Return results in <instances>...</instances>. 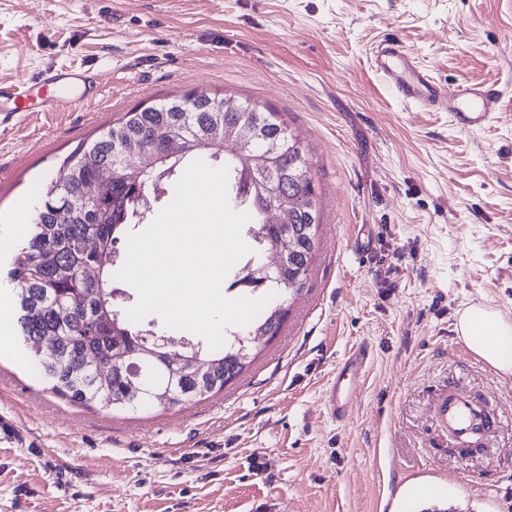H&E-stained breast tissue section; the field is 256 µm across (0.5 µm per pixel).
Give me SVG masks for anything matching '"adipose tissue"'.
Returning <instances> with one entry per match:
<instances>
[{
    "mask_svg": "<svg viewBox=\"0 0 512 512\" xmlns=\"http://www.w3.org/2000/svg\"><path fill=\"white\" fill-rule=\"evenodd\" d=\"M456 330L488 364L512 374V321L496 310L475 306L460 314Z\"/></svg>",
    "mask_w": 512,
    "mask_h": 512,
    "instance_id": "adipose-tissue-1",
    "label": "adipose tissue"
}]
</instances>
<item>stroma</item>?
<instances>
[{
  "instance_id": "stroma-1",
  "label": "stroma",
  "mask_w": 512,
  "mask_h": 512,
  "mask_svg": "<svg viewBox=\"0 0 512 512\" xmlns=\"http://www.w3.org/2000/svg\"><path fill=\"white\" fill-rule=\"evenodd\" d=\"M402 40L446 90L495 83L485 128L400 103L372 66ZM95 70L74 112L0 124V264L64 158L137 106L250 100L298 135L318 248L280 336L205 400L138 415L72 404L17 326L0 348V512H512V375L462 354L458 313L512 319V0H0V82ZM366 224L372 240L349 239ZM371 351L347 421L325 407ZM459 388L499 417L460 459L431 411Z\"/></svg>"
}]
</instances>
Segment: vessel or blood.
<instances>
[{
	"instance_id": "b4317fda",
	"label": "vessel or blood",
	"mask_w": 512,
	"mask_h": 512,
	"mask_svg": "<svg viewBox=\"0 0 512 512\" xmlns=\"http://www.w3.org/2000/svg\"><path fill=\"white\" fill-rule=\"evenodd\" d=\"M372 64L387 88L404 104L447 113L459 129H480L489 124L499 108L502 91L490 84H469L454 91L441 88L416 54L401 40L380 42L372 53ZM99 90L95 73L87 69L48 71L21 83H0V118L16 112H70L91 102ZM368 351L357 348L346 356L328 386L326 408L333 419L346 421L363 385ZM434 412L460 454L481 450L498 420L486 404L459 389L449 390L436 403Z\"/></svg>"
}]
</instances>
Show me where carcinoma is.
I'll use <instances>...</instances> for the list:
<instances>
[{
    "mask_svg": "<svg viewBox=\"0 0 512 512\" xmlns=\"http://www.w3.org/2000/svg\"><path fill=\"white\" fill-rule=\"evenodd\" d=\"M216 99L199 98L190 112L175 108L174 96L130 110L93 141L77 146L37 189L32 231L6 278L26 353L40 363L53 393L104 410H169L224 390L243 372L241 363L254 361L257 331L280 335L291 294L272 258L280 256L285 273L306 284L317 250L316 187L298 136L277 113L248 100L223 109ZM173 140L180 143V154L167 161L164 154ZM226 141L236 152L224 154ZM197 159L209 166L222 161L230 207L251 216L246 235L254 250L234 271L229 287L275 297L248 325L225 330L233 340L218 350L188 332L181 335V354L210 362V375L183 376L178 397L164 399L160 390L169 385L170 372L151 356L134 358L130 352L151 347L152 337L169 330L149 316L138 323L128 318L133 297L114 285L122 262L116 244L145 223L153 204L175 189ZM107 169L112 192L85 205L86 188ZM266 174L277 181L279 198L293 201L285 224L267 220ZM90 238L96 241L93 251L84 246ZM96 360L110 364L107 375L94 371Z\"/></svg>",
    "mask_w": 512,
    "mask_h": 512,
    "instance_id": "carcinoma-1",
    "label": "carcinoma"
}]
</instances>
